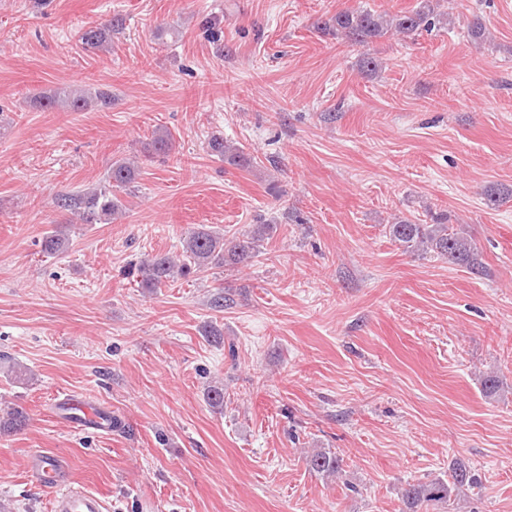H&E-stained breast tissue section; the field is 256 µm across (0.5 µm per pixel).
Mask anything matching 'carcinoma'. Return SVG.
Here are the masks:
<instances>
[{"label": "carcinoma", "instance_id": "obj_1", "mask_svg": "<svg viewBox=\"0 0 512 512\" xmlns=\"http://www.w3.org/2000/svg\"><path fill=\"white\" fill-rule=\"evenodd\" d=\"M448 23V13L440 10L439 0H417L409 11L395 13L385 19L368 10H346L336 13L324 23V30L341 36L356 45L366 46L373 40L396 33L411 37L421 30H429ZM123 28V18L114 17L102 27H90L83 31L80 42L87 52H96L112 41V33ZM96 99L106 106L111 95L97 91L94 96L72 90L55 91L40 98L39 104L45 109L63 105L72 111H84L90 99ZM212 155L236 166H248L252 159L244 148L224 141L215 135L208 143ZM173 138L167 131H156L145 150L154 154H165L172 150ZM136 168L124 159L112 163L110 174L104 184L75 196L59 199L60 208L73 212L82 224H102L122 213L123 204L117 192L132 183ZM275 225L258 224L247 238H226L224 233L200 228L183 239L181 260L176 261L168 254H152L144 257L135 266L142 288H158L171 278L179 275L204 273L214 267L238 265L256 253L257 243L273 234ZM390 237L406 252L432 251L449 261L467 267L474 274L483 273V265L472 242L457 229L438 222L418 224L408 218L388 225ZM69 238L57 231L47 234L42 247L49 254H63L68 251ZM206 398L209 406L224 410V384L215 383L208 387ZM27 416L20 407L8 409L0 417V435L16 433L26 426ZM307 465L315 473L332 476L339 472L341 458L326 450H315L307 456ZM481 484L469 467L460 460L448 466V478H435L426 483H409L402 489L403 512H451L455 502L465 491L479 489Z\"/></svg>", "mask_w": 512, "mask_h": 512}]
</instances>
